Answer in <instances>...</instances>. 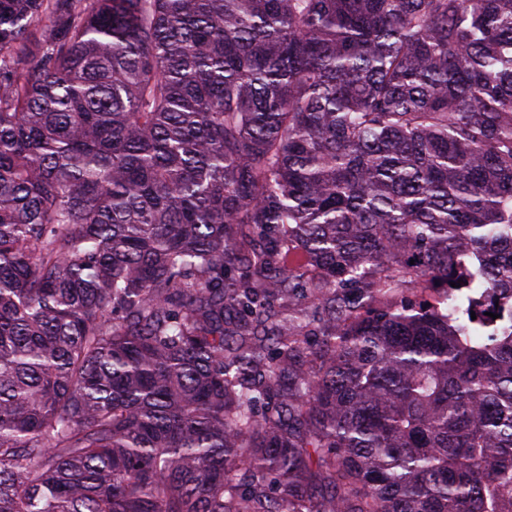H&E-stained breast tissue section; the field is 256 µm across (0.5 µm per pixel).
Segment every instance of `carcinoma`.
Listing matches in <instances>:
<instances>
[{
  "label": "carcinoma",
  "mask_w": 512,
  "mask_h": 512,
  "mask_svg": "<svg viewBox=\"0 0 512 512\" xmlns=\"http://www.w3.org/2000/svg\"><path fill=\"white\" fill-rule=\"evenodd\" d=\"M0 512H512V0H0Z\"/></svg>",
  "instance_id": "cac0c4a2"
}]
</instances>
